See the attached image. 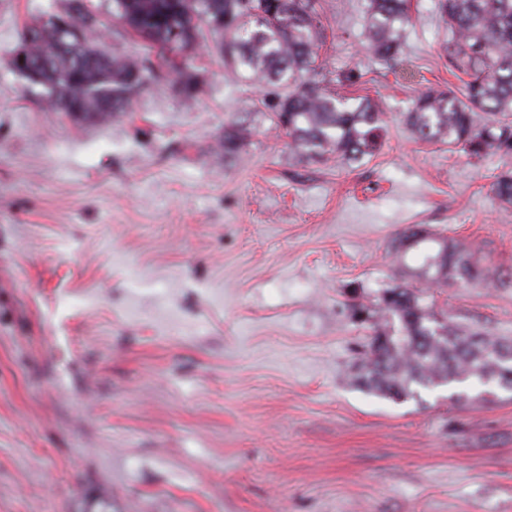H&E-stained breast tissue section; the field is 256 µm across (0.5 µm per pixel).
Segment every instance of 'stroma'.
I'll list each match as a JSON object with an SVG mask.
<instances>
[{
  "mask_svg": "<svg viewBox=\"0 0 512 512\" xmlns=\"http://www.w3.org/2000/svg\"><path fill=\"white\" fill-rule=\"evenodd\" d=\"M437 0H408L397 62L366 0H315L322 91L384 112L363 164L300 158L277 89L214 39L185 100L155 78L77 126L9 67L62 0H0V512H512V392L471 379L395 402L355 381L414 286L436 316L512 338V287L433 284L403 231L512 270V155L415 142L419 91L460 88ZM239 150L217 153L225 129Z\"/></svg>",
  "mask_w": 512,
  "mask_h": 512,
  "instance_id": "1",
  "label": "stroma"
}]
</instances>
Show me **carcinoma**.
<instances>
[{
  "label": "carcinoma",
  "mask_w": 512,
  "mask_h": 512,
  "mask_svg": "<svg viewBox=\"0 0 512 512\" xmlns=\"http://www.w3.org/2000/svg\"><path fill=\"white\" fill-rule=\"evenodd\" d=\"M112 14L148 51L175 61L184 96L196 98L202 79L193 50L204 32L223 42L225 53L246 79L281 87L272 119L298 153L334 156L349 164L373 156L382 143L383 113L362 99L348 104L319 88L313 0H112ZM438 15L448 40V67L468 77L461 92L426 89L413 99L405 122L413 138L446 143L483 158L512 154V0H440ZM66 18L81 39L63 47L56 20ZM408 21L407 0H369L365 36L373 54L389 64L400 51ZM110 20L93 0H66L65 7L26 24L20 38L27 54L24 78L42 88L39 100L78 125H105L127 111L133 97L154 79L146 59L107 51ZM495 199L512 206V171L496 177ZM430 240L418 227L404 232L402 245ZM425 256L428 276L464 282L489 280L512 287V273H492L461 247L434 240ZM377 314L399 326L378 333L356 380L393 400L418 395V388L461 383L471 378L512 385V340L436 320L409 286L381 298Z\"/></svg>",
  "instance_id": "1"
}]
</instances>
